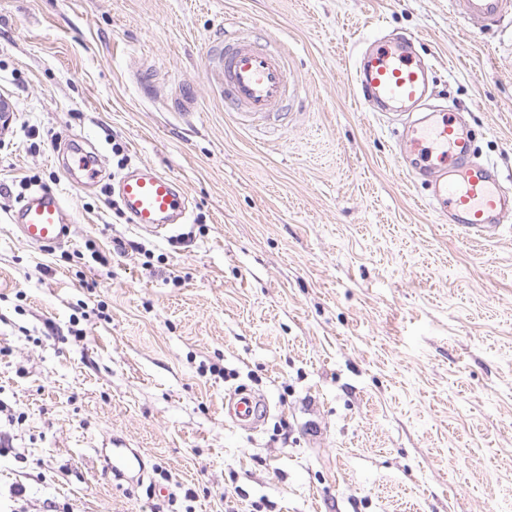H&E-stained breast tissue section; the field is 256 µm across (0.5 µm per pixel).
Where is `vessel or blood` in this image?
<instances>
[{"mask_svg": "<svg viewBox=\"0 0 512 512\" xmlns=\"http://www.w3.org/2000/svg\"><path fill=\"white\" fill-rule=\"evenodd\" d=\"M458 19L469 27L490 30L512 14V0H452ZM209 73L220 85L227 111L240 117L266 118L291 94L288 62L283 52L241 34L224 39V51ZM355 86L371 111L406 110L418 106L428 92L427 70L406 37L374 40L358 53ZM398 162L411 181L425 182L427 206L464 235L496 236L512 215V187H505L495 165L476 162L470 137L454 112H431L410 122ZM118 195L129 223L142 231L171 233L187 223L185 194L169 176L145 165L119 180ZM11 222L24 241L53 247L70 233V215L62 197L49 188L21 201ZM267 402L250 396L226 400L224 413L252 426L268 413Z\"/></svg>", "mask_w": 512, "mask_h": 512, "instance_id": "1", "label": "vessel or blood"}]
</instances>
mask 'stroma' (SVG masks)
Returning a JSON list of instances; mask_svg holds the SVG:
<instances>
[{"instance_id": "1", "label": "stroma", "mask_w": 512, "mask_h": 512, "mask_svg": "<svg viewBox=\"0 0 512 512\" xmlns=\"http://www.w3.org/2000/svg\"><path fill=\"white\" fill-rule=\"evenodd\" d=\"M228 20L287 47L285 117L225 111L206 64ZM385 35L416 39L437 104L512 171L510 18L472 30L450 0H0V512L512 505V228L457 233L395 163L354 86L358 44ZM76 136L101 157L91 187L63 163ZM142 165L187 196L172 236L112 208ZM33 175L71 213L49 249L9 223ZM240 389L269 403L257 430L224 416ZM99 448L141 464L115 479Z\"/></svg>"}]
</instances>
